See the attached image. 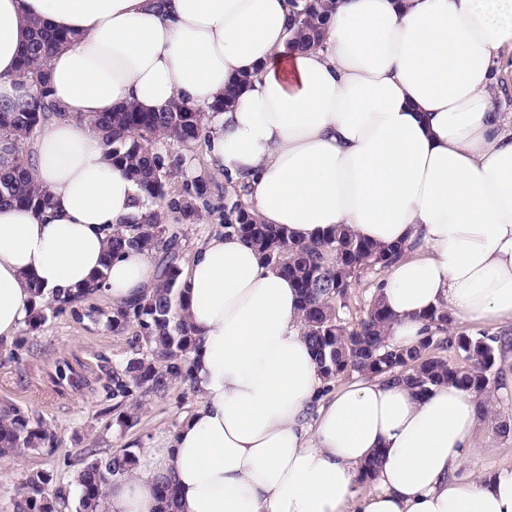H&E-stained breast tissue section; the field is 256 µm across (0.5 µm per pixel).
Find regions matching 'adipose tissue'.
<instances>
[{
    "label": "adipose tissue",
    "instance_id": "ef3b65f1",
    "mask_svg": "<svg viewBox=\"0 0 512 512\" xmlns=\"http://www.w3.org/2000/svg\"><path fill=\"white\" fill-rule=\"evenodd\" d=\"M512 0H336L323 47L288 48V0H0V104L27 100L32 21L72 33L46 63L65 111L39 128L30 172L45 211L0 207V345L30 310V282L73 294L105 272L119 304L150 294L146 254L108 259L140 218L137 184L104 156L88 119L129 102L232 107L208 130L215 176L246 183L261 223L312 242L336 225L405 254L381 286L391 339L416 344L435 308L512 326V113L490 89L512 48ZM196 408L103 512H512V469L464 472L486 397L452 384L425 396L386 378L328 391L299 293L239 235L185 266ZM376 461L371 488L360 474Z\"/></svg>",
    "mask_w": 512,
    "mask_h": 512
}]
</instances>
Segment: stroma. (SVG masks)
Segmentation results:
<instances>
[{"instance_id":"obj_1","label":"stroma","mask_w":512,"mask_h":512,"mask_svg":"<svg viewBox=\"0 0 512 512\" xmlns=\"http://www.w3.org/2000/svg\"><path fill=\"white\" fill-rule=\"evenodd\" d=\"M167 153L183 160L170 170L173 197L183 195L195 177H204L208 184L206 194L194 199L193 214L182 216L172 227L178 236L179 258L184 261L206 239L223 234L224 208L232 187L210 174L204 145L171 147ZM383 275V270H369L353 282L340 310L347 324H356L365 315ZM111 308L106 294L89 296L76 308L49 312L37 331L19 330L23 344L15 357L0 352V409L18 408L42 420L56 434L52 449L29 450L15 456L12 463L0 465V512H11L22 482L36 471L50 472L53 491L76 504L75 460L82 449L96 448L107 456L133 444L156 446L197 406L196 393L177 383L167 397L143 404L136 427L125 432L111 427L112 401L103 386L112 373L113 360L128 351L131 341L130 334L114 335L99 319L100 311ZM64 363L73 373L70 379L54 383L55 369ZM498 367L501 392L489 401L487 420L474 434L470 448L467 468L477 475L512 468V434L504 437L495 430L498 422H512V360L502 359Z\"/></svg>"}]
</instances>
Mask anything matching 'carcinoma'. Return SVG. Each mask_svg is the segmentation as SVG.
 <instances>
[{"mask_svg":"<svg viewBox=\"0 0 512 512\" xmlns=\"http://www.w3.org/2000/svg\"><path fill=\"white\" fill-rule=\"evenodd\" d=\"M331 0H305L292 17L296 26L295 46L305 49L319 42ZM70 40V35L40 23L32 26L29 44L21 58L22 75L32 87L25 104L0 105V142L13 152L10 168L0 171V204L41 210L51 204L47 189L37 183L26 164L23 145L36 135L40 126L64 112L48 101L44 62L56 48ZM236 90L228 89L224 97L191 114L186 105L174 103L160 111H144L131 104L117 112L94 115L90 125L101 136L105 157L123 169L139 186V205L146 210L144 219L116 230L110 241L108 256L128 250L149 253L164 243L167 263L159 283L141 301L112 308L106 326L115 334L135 329L129 351L112 364L111 383L106 392L112 399L111 425L125 431L138 424L136 411L143 402L167 395L179 380L192 384L191 356L199 344L196 329L188 316V287L178 266L176 236L166 239L160 224L159 210L168 205L192 212L187 198L174 199L166 180L165 157L153 148L157 141L169 146L189 147L205 139L209 125L235 103ZM224 231H233L259 252L264 265L288 276L299 292L301 321L305 336L315 356L319 372L326 380L346 372L364 376L388 377L403 381L424 394L432 385L451 383L479 395L496 379L497 360L512 349L506 339L458 334L445 336L451 317L446 310H433L423 316L430 331L417 344L394 345L388 336L391 314L379 297H374L366 315L354 327H348L339 315L342 303L356 276L369 269H384L395 262L403 248L380 246L350 233L339 225L322 238L304 243L288 238V232L262 224L244 206L233 200L230 214L224 215ZM32 307L25 320L34 331L47 320L45 307L60 311L74 307L86 293L63 298L47 297L36 280H31ZM456 347L465 364L449 363L433 354L446 345ZM55 433L40 420H33L17 408L0 412V457L21 450L52 448ZM138 464L137 449L128 446L102 458L84 450L76 459L78 488L77 512H96L104 500L111 481L129 476ZM53 475L37 471L22 484L20 495L13 500V512H61L63 497L50 493ZM159 512H171L174 489L166 482L159 485Z\"/></svg>","mask_w":512,"mask_h":512,"instance_id":"cac0c4a2","label":"carcinoma"}]
</instances>
